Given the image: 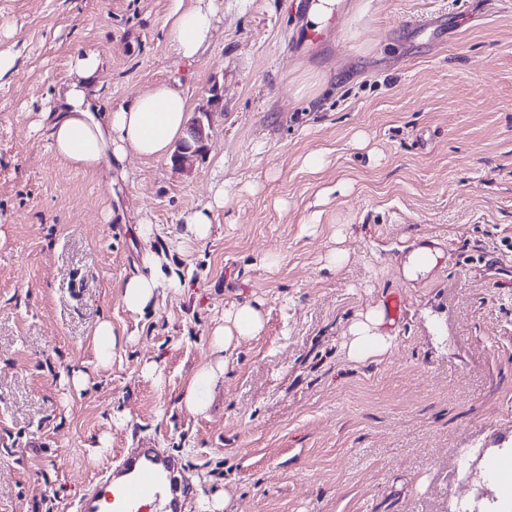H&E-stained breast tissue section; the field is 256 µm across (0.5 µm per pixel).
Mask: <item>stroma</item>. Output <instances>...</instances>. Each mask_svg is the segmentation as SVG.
<instances>
[{
	"instance_id": "stroma-1",
	"label": "stroma",
	"mask_w": 512,
	"mask_h": 512,
	"mask_svg": "<svg viewBox=\"0 0 512 512\" xmlns=\"http://www.w3.org/2000/svg\"><path fill=\"white\" fill-rule=\"evenodd\" d=\"M223 2L177 65L168 0H0V512H72L138 446L180 458L188 512L218 495L225 512H453L460 485L512 512V477H489L512 448V0H340L319 44L296 39L298 0ZM86 51L108 107L175 75L194 111L219 88L205 151L128 158L112 188L56 157L42 114ZM219 184L205 242L153 244L184 291L128 311L137 219L180 231ZM419 246L439 258L410 283ZM390 293L391 353L350 360L351 324ZM247 301L265 327L194 415L180 399L210 332ZM102 319L123 335L105 367ZM439 254L427 247H418L408 252L401 263V274L408 281L427 277L436 264Z\"/></svg>"
}]
</instances>
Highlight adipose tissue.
I'll use <instances>...</instances> for the list:
<instances>
[{"instance_id":"adipose-tissue-1","label":"adipose tissue","mask_w":512,"mask_h":512,"mask_svg":"<svg viewBox=\"0 0 512 512\" xmlns=\"http://www.w3.org/2000/svg\"><path fill=\"white\" fill-rule=\"evenodd\" d=\"M222 8V0H169L164 28L176 63L192 62L208 47ZM101 66L94 52L72 56L69 74L43 117L52 153L69 167L97 174L101 182L110 185L113 170L128 157L157 160L171 155L174 144L186 135L190 103L180 80L173 78L154 84L129 104L101 112ZM223 204L224 190L219 187L211 200L187 216L183 232L171 238V247L182 251L207 238L212 212ZM146 263L148 273L132 276L120 285L122 302L133 313L150 308L160 287L176 293L184 286L176 275L161 279L158 256L147 254ZM384 323L383 311L372 309L351 325L350 359L364 361L391 352L392 337ZM263 325L260 306L238 304L225 312L223 324L211 332L212 361L197 369L184 389L182 402L189 411L206 413V394L222 381L233 341L258 335Z\"/></svg>"}]
</instances>
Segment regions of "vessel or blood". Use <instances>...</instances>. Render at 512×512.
Here are the masks:
<instances>
[{
	"label": "vessel or blood",
	"mask_w": 512,
	"mask_h": 512,
	"mask_svg": "<svg viewBox=\"0 0 512 512\" xmlns=\"http://www.w3.org/2000/svg\"><path fill=\"white\" fill-rule=\"evenodd\" d=\"M176 458L152 447L123 449L117 461L89 482L76 512H182L167 480Z\"/></svg>",
	"instance_id": "b4317fda"
}]
</instances>
